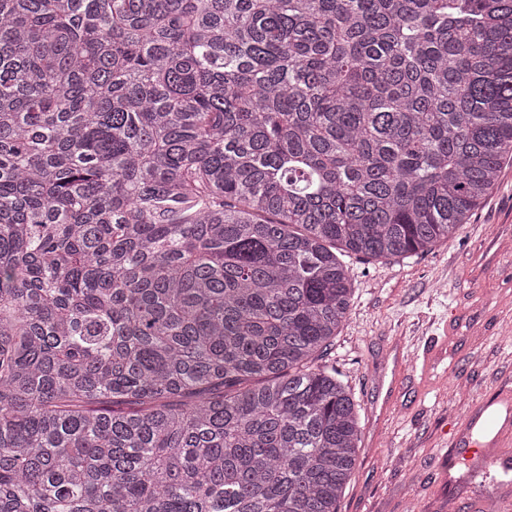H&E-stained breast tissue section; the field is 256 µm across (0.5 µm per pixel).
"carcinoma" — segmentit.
Listing matches in <instances>:
<instances>
[{
    "instance_id": "1",
    "label": "carcinoma",
    "mask_w": 512,
    "mask_h": 512,
    "mask_svg": "<svg viewBox=\"0 0 512 512\" xmlns=\"http://www.w3.org/2000/svg\"><path fill=\"white\" fill-rule=\"evenodd\" d=\"M512 160V0H0V512H338L346 256Z\"/></svg>"
}]
</instances>
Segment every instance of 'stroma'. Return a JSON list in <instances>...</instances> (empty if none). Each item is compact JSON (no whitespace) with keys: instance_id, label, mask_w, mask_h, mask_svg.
Listing matches in <instances>:
<instances>
[{"instance_id":"stroma-1","label":"stroma","mask_w":512,"mask_h":512,"mask_svg":"<svg viewBox=\"0 0 512 512\" xmlns=\"http://www.w3.org/2000/svg\"><path fill=\"white\" fill-rule=\"evenodd\" d=\"M351 312L329 358L359 404L361 448L338 512H467L475 494L451 465V436L475 400L512 382V164L459 236L385 263L348 258Z\"/></svg>"}]
</instances>
